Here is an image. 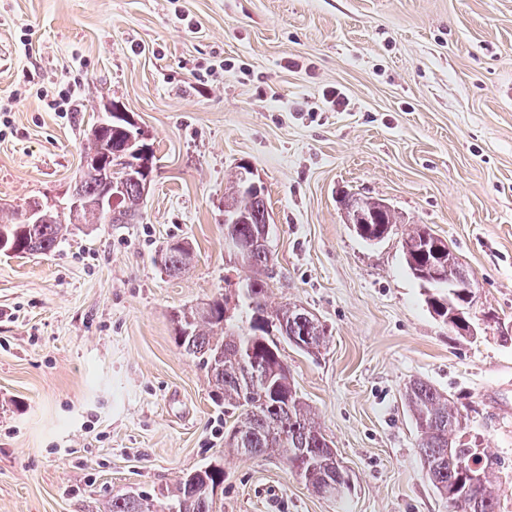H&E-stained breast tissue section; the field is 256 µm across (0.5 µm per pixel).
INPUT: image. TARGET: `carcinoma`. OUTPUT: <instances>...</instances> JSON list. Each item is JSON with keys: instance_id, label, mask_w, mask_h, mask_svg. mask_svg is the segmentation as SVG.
Listing matches in <instances>:
<instances>
[{"instance_id": "carcinoma-1", "label": "carcinoma", "mask_w": 512, "mask_h": 512, "mask_svg": "<svg viewBox=\"0 0 512 512\" xmlns=\"http://www.w3.org/2000/svg\"><path fill=\"white\" fill-rule=\"evenodd\" d=\"M128 123L112 121L102 137H88L84 155L94 157L125 139ZM145 145L140 141L121 155H112V178L122 182L123 191L112 223H137L143 195L137 185L124 179V159H135L133 151ZM102 180L85 177L82 192L85 206L74 216L76 224H104L98 200ZM340 204L348 209V219L357 224L369 220L371 232L381 228L393 232L399 223L393 209L379 198L343 193ZM268 210L264 190L244 188L241 174L224 197V229L244 240L258 236ZM20 211L0 215V238L13 255L47 254L65 239L69 225L50 213L41 224H23ZM407 269L415 273L431 264L443 271L442 282L431 286L428 303L439 320L452 310L465 308V299L454 283L471 276L448 243L425 224H410L401 238ZM191 260V248L183 240L171 241L158 252L162 270L175 275ZM253 276L242 281L238 292L211 299L205 306L181 311L173 316L174 340L185 354L206 372L217 404L237 414L226 445L241 456L279 455L290 469L314 491L332 482L339 486L335 498L348 492L347 473L336 458V449L314 418L310 407L298 395L288 365L281 358L279 345L285 341L303 353H318L326 346V330L319 319L299 304L287 303L272 310L266 295L272 278L273 256L262 251L246 262ZM405 400L417 433L416 452L425 475L436 493L455 502L453 512H498L501 484L494 480L492 465L483 462L476 448L455 440L465 416L435 385L415 380L405 391ZM481 478L473 482V467ZM224 483V464L213 460L177 477L155 495L116 497L109 512H216L215 491Z\"/></svg>"}]
</instances>
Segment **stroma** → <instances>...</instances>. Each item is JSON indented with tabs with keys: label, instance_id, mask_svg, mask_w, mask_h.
<instances>
[{
	"label": "stroma",
	"instance_id": "35a3bbf8",
	"mask_svg": "<svg viewBox=\"0 0 512 512\" xmlns=\"http://www.w3.org/2000/svg\"><path fill=\"white\" fill-rule=\"evenodd\" d=\"M0 47V208L65 201L110 100L155 155L137 223L0 256V512H107L215 457L218 512H448L416 453V378L470 405L457 438L512 512V344L449 331L400 234L365 242L339 203L428 225L512 321V0H0ZM63 90L72 112L47 104ZM241 164L273 217L269 306L327 329L320 354L281 357L350 475L341 500L229 452L234 418L173 339L174 312L250 274L224 249ZM173 239L193 251L175 277L155 261Z\"/></svg>",
	"mask_w": 512,
	"mask_h": 512
}]
</instances>
